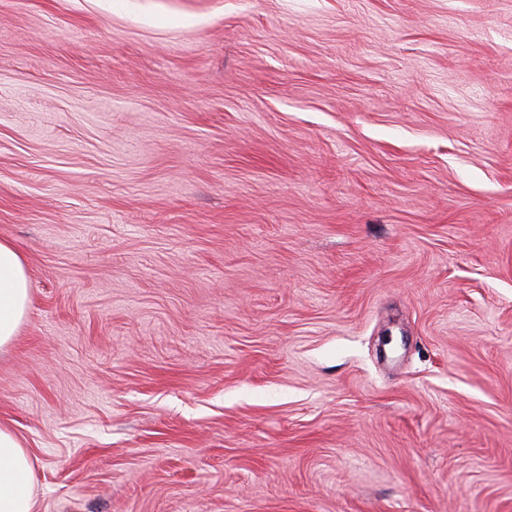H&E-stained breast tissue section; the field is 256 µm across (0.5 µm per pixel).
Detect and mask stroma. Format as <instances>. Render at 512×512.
I'll list each match as a JSON object with an SVG mask.
<instances>
[{"label":"stroma","mask_w":512,"mask_h":512,"mask_svg":"<svg viewBox=\"0 0 512 512\" xmlns=\"http://www.w3.org/2000/svg\"><path fill=\"white\" fill-rule=\"evenodd\" d=\"M0 240L35 512H512V0H0ZM30 303V282L24 259L15 245L0 241V349L17 336Z\"/></svg>","instance_id":"35a3bbf8"}]
</instances>
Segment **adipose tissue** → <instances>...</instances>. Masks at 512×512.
I'll return each mask as SVG.
<instances>
[{"label":"adipose tissue","mask_w":512,"mask_h":512,"mask_svg":"<svg viewBox=\"0 0 512 512\" xmlns=\"http://www.w3.org/2000/svg\"><path fill=\"white\" fill-rule=\"evenodd\" d=\"M31 303L24 259L15 245L0 241V348L9 345ZM32 469L16 437L0 428V512H33Z\"/></svg>","instance_id":"ef3b65f1"}]
</instances>
